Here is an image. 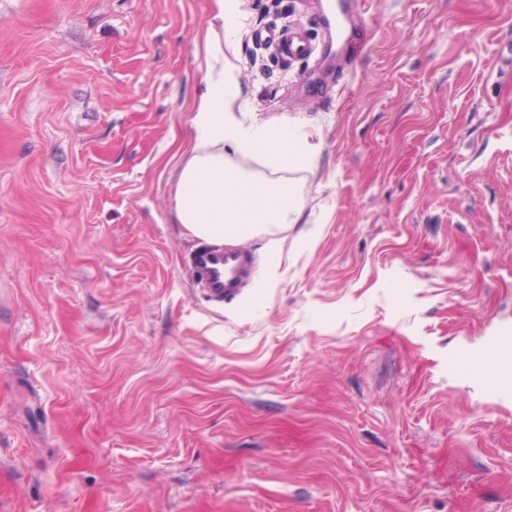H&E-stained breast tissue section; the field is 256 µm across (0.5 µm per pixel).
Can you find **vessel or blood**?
I'll use <instances>...</instances> for the list:
<instances>
[{
	"instance_id": "1",
	"label": "vessel or blood",
	"mask_w": 512,
	"mask_h": 512,
	"mask_svg": "<svg viewBox=\"0 0 512 512\" xmlns=\"http://www.w3.org/2000/svg\"><path fill=\"white\" fill-rule=\"evenodd\" d=\"M361 0H335L326 16L328 29L336 39L326 42L324 51L341 46L350 63H357L368 52L371 33L364 18ZM267 41L284 60L301 59L312 55L315 47L305 29L283 27L267 33ZM193 272L201 277L211 301L220 303L235 298L252 272L250 253L234 246H208L195 252L191 258Z\"/></svg>"
}]
</instances>
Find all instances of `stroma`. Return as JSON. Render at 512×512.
Instances as JSON below:
<instances>
[{
  "label": "stroma",
  "mask_w": 512,
  "mask_h": 512,
  "mask_svg": "<svg viewBox=\"0 0 512 512\" xmlns=\"http://www.w3.org/2000/svg\"><path fill=\"white\" fill-rule=\"evenodd\" d=\"M240 0L238 104L302 118L312 246L215 305L174 213L210 0H0V512H512V0ZM497 377L486 385L484 374ZM358 18V22L353 19ZM327 29L336 33L338 42L355 66L368 52L370 43V29L364 19L363 2L358 0H336L330 7L329 14H325ZM265 40L270 43L276 54L284 60L301 59L312 55L315 46L306 30L301 27H281L267 32Z\"/></svg>",
  "instance_id": "35a3bbf8"
}]
</instances>
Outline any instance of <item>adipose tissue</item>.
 <instances>
[{"label":"adipose tissue","instance_id":"adipose-tissue-1","mask_svg":"<svg viewBox=\"0 0 512 512\" xmlns=\"http://www.w3.org/2000/svg\"><path fill=\"white\" fill-rule=\"evenodd\" d=\"M201 90L190 112L193 138L178 164L175 215L212 244L267 241L270 270L283 260V234L306 223L314 239L323 216L305 218L298 173L313 171L317 147L304 119L273 122L236 112L224 76V35L210 30Z\"/></svg>","mask_w":512,"mask_h":512}]
</instances>
